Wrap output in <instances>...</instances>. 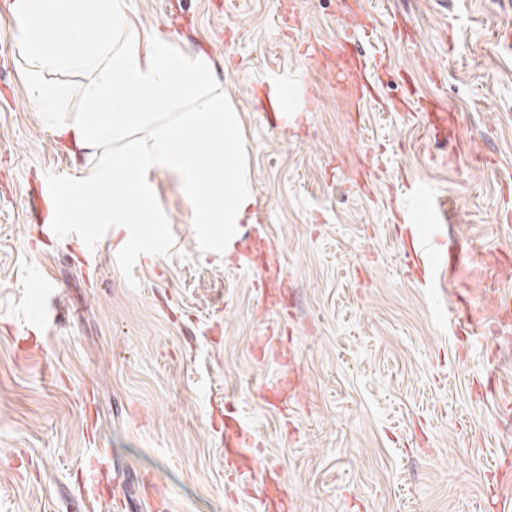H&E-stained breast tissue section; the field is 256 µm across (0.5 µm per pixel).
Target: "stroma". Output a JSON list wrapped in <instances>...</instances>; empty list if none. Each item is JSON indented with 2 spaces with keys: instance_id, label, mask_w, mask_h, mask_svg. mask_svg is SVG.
Instances as JSON below:
<instances>
[{
  "instance_id": "35a3bbf8",
  "label": "stroma",
  "mask_w": 512,
  "mask_h": 512,
  "mask_svg": "<svg viewBox=\"0 0 512 512\" xmlns=\"http://www.w3.org/2000/svg\"><path fill=\"white\" fill-rule=\"evenodd\" d=\"M0 0V512H500L512 457V0H128L138 27L205 55L240 115L254 203L203 249L177 180L138 269L89 268L27 194L81 176L27 90ZM386 68L373 100L324 51ZM295 111L269 125L274 79ZM441 204L447 277L407 259V183ZM265 280L266 297L252 286ZM271 337L287 360L260 350ZM232 417L256 455L239 478ZM166 502H156L154 485Z\"/></svg>"
}]
</instances>
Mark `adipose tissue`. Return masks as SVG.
Masks as SVG:
<instances>
[{
    "mask_svg": "<svg viewBox=\"0 0 512 512\" xmlns=\"http://www.w3.org/2000/svg\"><path fill=\"white\" fill-rule=\"evenodd\" d=\"M127 0H16L22 22L13 43L29 63L36 106L59 134L87 154L91 169L71 183L76 205L61 203L56 224H158L151 173L180 181L193 223L235 240L253 205L245 176L240 117L224 99L209 60L140 29ZM94 37L72 44L84 25ZM87 73L78 117L59 120L63 90L49 74Z\"/></svg>",
    "mask_w": 512,
    "mask_h": 512,
    "instance_id": "ef3b65f1",
    "label": "adipose tissue"
}]
</instances>
